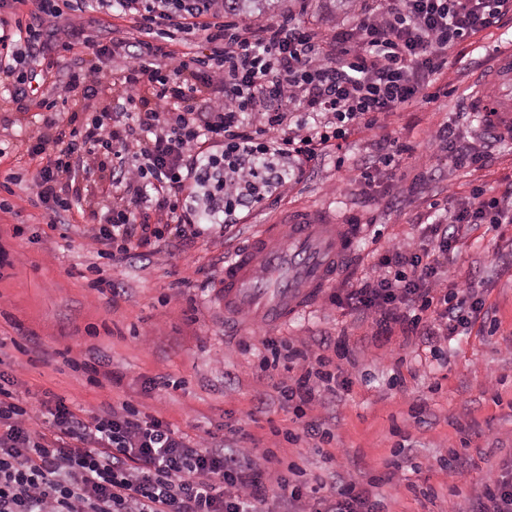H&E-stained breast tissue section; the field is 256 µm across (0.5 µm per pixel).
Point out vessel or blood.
<instances>
[{"label":"vessel or blood","instance_id":"vessel-or-blood-1","mask_svg":"<svg viewBox=\"0 0 512 512\" xmlns=\"http://www.w3.org/2000/svg\"><path fill=\"white\" fill-rule=\"evenodd\" d=\"M471 117L486 138L512 136V49L500 48L489 73L472 92ZM359 232L332 224L319 212L300 214L287 231L271 225L224 267V308L253 322L277 325L309 306L335 279L338 265Z\"/></svg>","mask_w":512,"mask_h":512}]
</instances>
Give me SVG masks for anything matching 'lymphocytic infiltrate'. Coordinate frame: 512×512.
I'll use <instances>...</instances> for the list:
<instances>
[{"label": "lymphocytic infiltrate", "mask_w": 512, "mask_h": 512, "mask_svg": "<svg viewBox=\"0 0 512 512\" xmlns=\"http://www.w3.org/2000/svg\"><path fill=\"white\" fill-rule=\"evenodd\" d=\"M88 6L40 0L36 22L1 18L0 90L16 112L34 103L47 112L26 148L47 157L25 183L31 206L63 225L80 215L97 256L112 262L145 260L163 239L186 245L239 223L355 131L432 101L449 57L512 21V0H359L355 20L326 33L292 12L240 19L224 0H96L99 13L129 22L104 45L86 32ZM76 46L110 59L119 88L78 57L48 96L32 100L40 67ZM431 141L454 167L486 162L451 124ZM93 177L105 185L102 224L80 191ZM472 197L425 225L421 240L391 244L372 276L330 303L370 320L384 339L432 345L468 328L482 303L449 280L448 251L461 227L512 223L503 205L512 186L498 196L478 186ZM263 346L258 377L298 366L278 389L303 432L273 437L326 439L310 414L326 395L351 389L353 370L301 339L268 337ZM392 479L310 478L276 449L195 439L127 401L85 415L49 390L32 403L0 370V512H382L373 489ZM475 512H512V462L484 483Z\"/></svg>", "instance_id": "f902f5d3"}]
</instances>
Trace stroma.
Returning a JSON list of instances; mask_svg holds the SVG:
<instances>
[{"label": "stroma", "instance_id": "obj_1", "mask_svg": "<svg viewBox=\"0 0 512 512\" xmlns=\"http://www.w3.org/2000/svg\"><path fill=\"white\" fill-rule=\"evenodd\" d=\"M480 44L438 77L448 94L355 132L339 158L291 183L280 199L255 206L224 235H205L181 248L161 244L145 263L97 258L82 225H51L17 187L10 212H0V247L15 259L0 270V359L19 395L34 402L49 390L77 411L130 401L189 436L223 429L231 444L230 431L239 427L263 449L272 444L271 428L297 431L301 425L279 393L278 377L261 379L254 372L262 339L285 336L313 346L343 335L357 361L355 383L314 412L330 430L329 442L318 451L305 442L286 443L280 456L314 475L361 482L396 461V477L376 489L384 512H472L485 481L512 461V224H483L459 235L448 253V274L474 284L483 306L461 335L433 348L404 344L399 335L376 339L370 321L331 306L323 295L283 325L244 319L228 328L218 291L225 261L263 225H286L297 211L364 222L351 271L336 278L340 288L349 275L370 272L374 251L419 237L431 201L453 211L474 187L511 184L512 140L487 145L467 109L474 82L488 69L489 50L512 44V29L492 30ZM43 116L36 107L18 114L0 100V163L21 174L35 168L26 146L43 131ZM453 121L478 151L488 152L483 169H453L429 143L432 130ZM386 138L406 142L411 151L394 173L380 174L371 195H363L356 168ZM400 177L414 183L412 194H398ZM18 226L24 236H15ZM377 229L383 235L376 241ZM99 274L112 277L123 295L113 300L91 290ZM90 353L122 374L121 384L88 383L71 366V359ZM162 378L166 386L147 390L148 380ZM419 404L423 412L411 418V406ZM453 449L469 465L451 478L439 459ZM426 486L436 499H423L419 490Z\"/></svg>", "mask_w": 512, "mask_h": 512}]
</instances>
